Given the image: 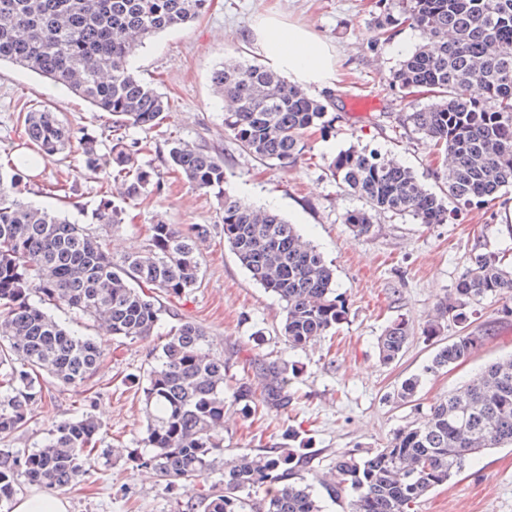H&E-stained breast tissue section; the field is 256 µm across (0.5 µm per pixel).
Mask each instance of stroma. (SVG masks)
<instances>
[{
	"instance_id": "35a3bbf8",
	"label": "stroma",
	"mask_w": 512,
	"mask_h": 512,
	"mask_svg": "<svg viewBox=\"0 0 512 512\" xmlns=\"http://www.w3.org/2000/svg\"><path fill=\"white\" fill-rule=\"evenodd\" d=\"M377 0H211L199 19L155 35L130 60L132 71L169 100L162 124L132 127L142 142L141 164L155 170L160 189L131 200L113 191L114 205L126 211L123 224L104 231L113 258L143 249L158 223L186 228L210 227L199 245L200 283L185 296L168 300L153 336L115 339L91 319H77L64 307L48 312L101 342L104 356L95 376L78 387L40 373L41 401L25 428L0 441V448L24 453L39 447L52 426L88 413L101 423L98 449L107 461L97 464L75 486L62 491L68 512H177L187 495L173 491L153 471L136 466L143 454L146 428L143 395L137 378L158 364L167 332L182 320L201 325L208 346L226 361L234 381L258 387L261 365L282 360L299 373L288 388L287 408L262 409L242 417L224 413V449L258 453L281 446L296 429L309 443L306 476L325 475L336 460L358 449L382 448L397 429L424 419L429 406L477 375L487 364L512 355L511 301L487 297L467 310L468 321L440 320L436 337L423 329L436 317V306L453 292L473 254L492 252L512 263V185L494 201L451 211L443 224H417L411 217L385 214L372 234L355 236L344 224L347 211L362 207L360 198L341 193L328 169L329 159L351 144H363L410 167L431 190L448 161L418 139L407 122L409 105L390 84L404 49L414 48L420 33L400 25L392 39L374 40L380 13ZM300 25L334 46L336 122L333 131L314 133L305 153L288 164L264 163L242 151L224 128V107L211 77L224 58L259 60L255 26L267 15ZM48 105L62 112L75 136L105 139L112 118L67 90L36 74L0 64V156L22 150L20 109ZM224 155L227 191L258 206L277 209L311 240L332 267L336 289L349 309L347 319L329 336L303 349L288 348L280 334L283 304L253 281L224 241L222 201L193 188L167 165L168 137ZM73 150L55 155L35 171L21 200L82 220L99 202L98 184L85 178ZM405 319L410 339L392 363L380 361L377 338L394 320ZM469 329L484 343L464 364L424 375L438 349ZM423 381L413 402H397L401 383L414 375ZM414 512H512V447L477 456L464 471L421 498Z\"/></svg>"
}]
</instances>
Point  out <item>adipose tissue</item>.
Wrapping results in <instances>:
<instances>
[{"label": "adipose tissue", "instance_id": "ef3b65f1", "mask_svg": "<svg viewBox=\"0 0 512 512\" xmlns=\"http://www.w3.org/2000/svg\"><path fill=\"white\" fill-rule=\"evenodd\" d=\"M256 46L267 65L304 87L336 83V58L326 42L308 30L266 21L256 33Z\"/></svg>", "mask_w": 512, "mask_h": 512}]
</instances>
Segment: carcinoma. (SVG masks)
Segmentation results:
<instances>
[{
    "instance_id": "1",
    "label": "carcinoma",
    "mask_w": 512,
    "mask_h": 512,
    "mask_svg": "<svg viewBox=\"0 0 512 512\" xmlns=\"http://www.w3.org/2000/svg\"><path fill=\"white\" fill-rule=\"evenodd\" d=\"M209 0H0V63L27 69L84 98L96 112L112 115L106 152L98 141L78 142L84 174L106 184L88 223L106 229L122 223L111 200L120 185L129 199L153 184L138 161L142 151L128 138L130 127L155 128L168 99L135 75L133 52L153 35L179 28L206 12ZM400 15L424 34L392 73L391 84L412 105V131L453 158L441 173V194L377 149L351 146L327 165L337 187L365 207L348 211L344 223L358 236L372 232L375 217L407 215L418 224H441L448 204H480L512 184V0H402ZM398 18L383 7L377 40H389ZM216 95L229 100L224 126L241 149L262 162L294 160L313 130L326 132L334 91L321 97L290 84L276 71L239 58L224 60L212 74ZM434 101L414 106L415 97ZM24 132L39 152L58 154L73 134L50 108L23 113ZM168 166L197 189L224 197V239L250 277L285 303L281 327L288 347L304 348L347 318L333 270L317 248L280 213L224 192V157L169 142ZM28 153L0 174V437L24 428L42 399L36 375L45 371L65 385H81L101 364V343L63 327L43 308L65 306L103 323L112 337L154 334L166 308L159 296L179 298L199 284L197 243L209 227L184 232L154 224L146 249L116 260L101 235L47 209L17 199ZM489 296L512 299V270L492 253H477L442 314L467 319L466 308ZM405 320L392 322L378 338L386 364L399 358L408 340ZM484 337L459 334L441 346L424 373L458 366ZM207 334L183 320L160 346V364L141 387L147 412L144 447L137 458L170 488L192 490L220 475L198 503L203 512H250L262 495L263 512H322L313 484L301 474L299 448L224 454L226 405L251 416L288 405L297 369L286 362L266 367L262 391L239 384L226 394L224 358L206 348ZM422 383L404 380L396 398L408 403ZM100 424L85 414L49 430L43 444L18 456L0 453V504L13 498L23 479L50 491L64 490L95 465ZM512 445V356L486 366L463 388L433 403L427 417L397 429L384 448L339 459L319 479L328 497L348 499L350 512H411L435 486L461 472L484 450Z\"/></svg>"
}]
</instances>
